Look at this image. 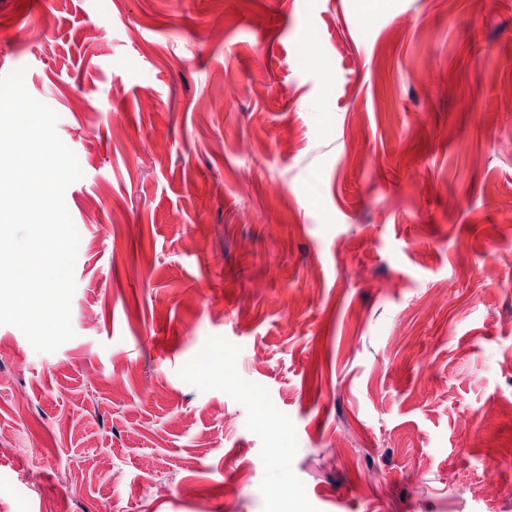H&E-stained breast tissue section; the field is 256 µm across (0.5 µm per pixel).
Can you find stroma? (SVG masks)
<instances>
[{"mask_svg": "<svg viewBox=\"0 0 512 512\" xmlns=\"http://www.w3.org/2000/svg\"><path fill=\"white\" fill-rule=\"evenodd\" d=\"M363 2L0 0L83 171L0 512H512V0Z\"/></svg>", "mask_w": 512, "mask_h": 512, "instance_id": "35a3bbf8", "label": "stroma"}]
</instances>
